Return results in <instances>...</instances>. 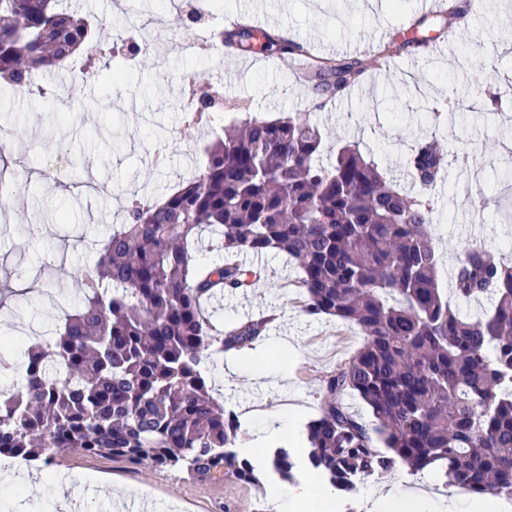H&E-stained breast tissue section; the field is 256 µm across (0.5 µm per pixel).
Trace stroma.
I'll return each mask as SVG.
<instances>
[{"label":"stroma","instance_id":"stroma-1","mask_svg":"<svg viewBox=\"0 0 512 512\" xmlns=\"http://www.w3.org/2000/svg\"><path fill=\"white\" fill-rule=\"evenodd\" d=\"M72 9L101 27L106 46L138 42L135 58L88 59L85 69L106 66L119 80L101 85L83 81L72 69L43 73L47 98L0 91V114L13 121L12 154L31 173L28 191L0 200V276L22 281L40 275L43 294L15 296L0 335H16L29 324L40 338L51 336L65 310L82 297L73 269L94 265L95 246L121 223L128 199H164L202 167L209 127H190L187 112L196 105L199 85L217 91L225 117L240 112L274 119L301 113L321 129L322 155L335 158L339 147L358 143L399 187L412 190L405 168L415 141L437 137L448 152V166L431 192L432 226L444 271H451L464 246H485L512 264V149L486 151L497 139L499 117H475L487 93L496 92L493 72L512 74V0H490L470 10L452 34L441 29L421 46L404 45L412 24L424 14L419 0H222L216 13L190 29L176 26L177 11L198 0H70ZM246 15L250 24L287 33L319 58L365 57L390 46L386 68L367 72L343 97L315 108L303 83L286 67V54L255 50L221 54L204 46L206 28L225 15ZM69 107L59 127L46 123L57 95ZM267 276L251 292L224 294L208 305L216 327L226 320L273 315L268 335L252 352L266 377L255 384L237 374L240 358L213 354L218 399L240 416L242 441L255 440L280 409L293 407L299 425L319 414L323 379L361 341L356 326L313 318L301 309L296 271L281 256H262ZM287 358L293 379L276 376ZM29 478L16 488L35 512H274L267 481L244 488L231 481L198 482L187 474L152 470L108 456L67 451L52 470L67 473L64 490L44 480L42 462L30 461ZM395 481L408 489L426 488L444 505L460 507L462 489L445 486L432 473L414 475L398 466L362 480L355 494L337 492L338 512H366L376 484Z\"/></svg>","mask_w":512,"mask_h":512}]
</instances>
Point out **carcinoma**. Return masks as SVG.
<instances>
[{"label":"carcinoma","instance_id":"carcinoma-1","mask_svg":"<svg viewBox=\"0 0 512 512\" xmlns=\"http://www.w3.org/2000/svg\"><path fill=\"white\" fill-rule=\"evenodd\" d=\"M291 54L266 30L221 34L230 52L257 39ZM103 54L90 24L62 0H0V84L33 94L30 77L58 70L77 53ZM372 59L312 66L307 92L341 97ZM322 134L287 115L234 119L204 147V164L161 202L131 199L127 223L100 244L93 267L77 273L80 304L48 343L26 348L24 379L0 393V454L48 464L76 449L153 469L185 470L201 482L232 478L246 487L262 473L240 452L239 416L213 396L208 367L217 352L253 350L270 318L240 319L218 332L203 301L245 294L265 270L242 253L286 255L296 265L301 308L360 328L363 340L325 376L318 418L307 426L305 464L352 493L397 465L435 470L450 487L512 499V267L481 245L463 249L454 287L440 283L432 205L448 155L419 140L406 161L417 193L396 187L356 144L320 159ZM224 259L197 256L202 233ZM492 296L483 317L466 319L448 294ZM370 409L365 422L345 398ZM271 474L294 480L285 447Z\"/></svg>","mask_w":512,"mask_h":512}]
</instances>
